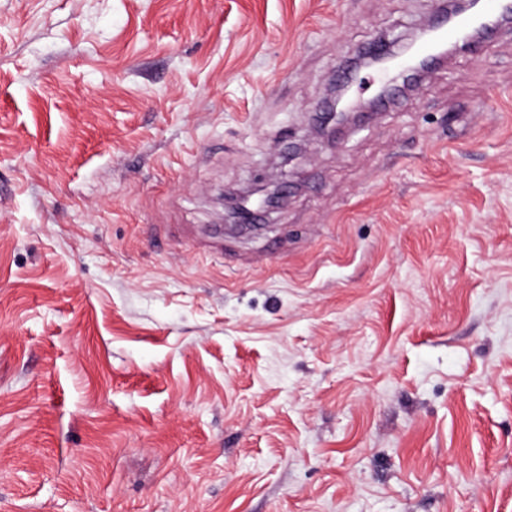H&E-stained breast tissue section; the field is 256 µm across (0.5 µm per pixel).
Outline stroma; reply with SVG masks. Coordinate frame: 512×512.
Instances as JSON below:
<instances>
[{"mask_svg":"<svg viewBox=\"0 0 512 512\" xmlns=\"http://www.w3.org/2000/svg\"><path fill=\"white\" fill-rule=\"evenodd\" d=\"M438 8L0 0V512H512V24L317 133ZM343 89H340L336 92V96L331 98L327 103H324L326 106L324 115L325 126L329 124H333L338 127L346 122H348L350 118L351 112V95H350V86L342 85ZM285 196L284 186L278 183L257 186L247 193L240 194L232 209L226 211L225 217L231 224H252L256 211H273L279 208Z\"/></svg>","mask_w":512,"mask_h":512,"instance_id":"35a3bbf8","label":"stroma"}]
</instances>
